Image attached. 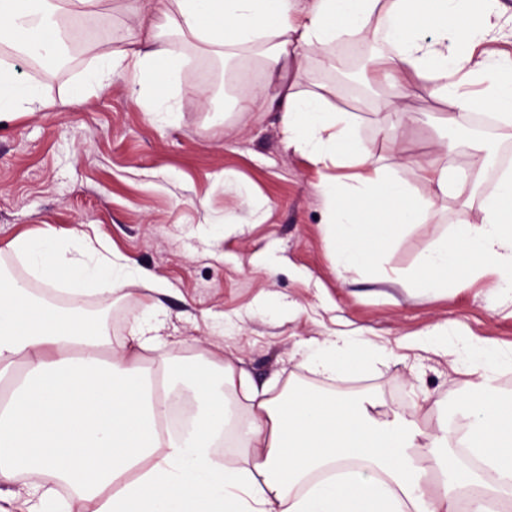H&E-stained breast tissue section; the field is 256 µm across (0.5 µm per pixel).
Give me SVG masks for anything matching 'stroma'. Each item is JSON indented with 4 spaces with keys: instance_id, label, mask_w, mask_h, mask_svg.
Masks as SVG:
<instances>
[{
    "instance_id": "1",
    "label": "stroma",
    "mask_w": 512,
    "mask_h": 512,
    "mask_svg": "<svg viewBox=\"0 0 512 512\" xmlns=\"http://www.w3.org/2000/svg\"><path fill=\"white\" fill-rule=\"evenodd\" d=\"M84 21L95 35L66 69L45 71L0 53L21 83L38 85L50 103L0 120V268L33 295L65 306L9 243L25 232L73 241L94 226L124 263L165 285L161 292L130 286L105 300L88 296V311L113 344L157 306L165 335L181 342L182 354L242 360L256 384L273 391L290 384L352 389L399 409L429 393L441 399L449 422L460 423L455 402L467 374L452 356L415 340L444 329L453 340L512 348V303L484 283L422 294L405 283L340 276L324 237L321 170L286 148L278 113L229 109L240 84L261 81L248 57L225 68L179 44L183 63L168 84L174 107L159 124L136 103L129 76L114 75L96 94L84 88L99 56L120 49L114 33L136 27L130 0H105ZM336 75L315 60L300 72L299 87L353 112L364 144L391 157L376 110L389 89L364 96ZM201 88L214 92V102L200 103ZM402 104L416 117L404 140L408 154L430 156L440 130L422 118L442 105L421 88ZM477 213L439 204L430 223L413 225L387 253L386 266H413ZM337 335L366 343L362 372L331 379L313 370L311 357Z\"/></svg>"
}]
</instances>
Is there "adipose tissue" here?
Listing matches in <instances>:
<instances>
[{
    "label": "adipose tissue",
    "mask_w": 512,
    "mask_h": 512,
    "mask_svg": "<svg viewBox=\"0 0 512 512\" xmlns=\"http://www.w3.org/2000/svg\"><path fill=\"white\" fill-rule=\"evenodd\" d=\"M103 0H0V44L59 64L54 21L95 12ZM145 35L101 55L86 78L105 90L128 72L135 94L169 110L167 81L179 68L178 43L230 60L249 53L257 88L242 91L241 112H276L287 147L315 166L335 168L319 186L326 237L343 272L379 281H408L427 292L489 278L512 299V171L482 202L478 222L456 225L407 271L386 268L385 254L437 201L469 202L484 177L485 157L450 167L451 143L417 162L422 190L409 188L359 140L353 113L299 90L292 70L329 61L337 43L382 41L368 60L369 84L398 91L423 87L446 105L440 120L463 112H496L512 137V68L476 54L490 36L499 0H156ZM16 68L0 64V115L45 109L38 86L16 92ZM16 255L47 282H64L72 297L109 296L128 284L161 282L128 267L98 236L80 246L52 236L24 235ZM163 319L134 327L119 347L79 307L66 314L33 299L0 274V380L15 364L24 376L0 396V488L27 478L20 512H498L512 494V394L496 384L512 366V350L464 343L471 380L457 402L466 421L455 438L447 421L428 422L424 404L398 411L354 393L302 387L274 395L231 361L216 363L172 351L155 372H139L142 352L162 344ZM368 354L343 338L327 341L313 367L328 376L361 368ZM191 407L188 433L166 423L174 393ZM240 397L252 424L226 464L220 444ZM460 440L478 468L451 451ZM65 486L57 503L43 479Z\"/></svg>",
    "instance_id": "obj_1"
}]
</instances>
